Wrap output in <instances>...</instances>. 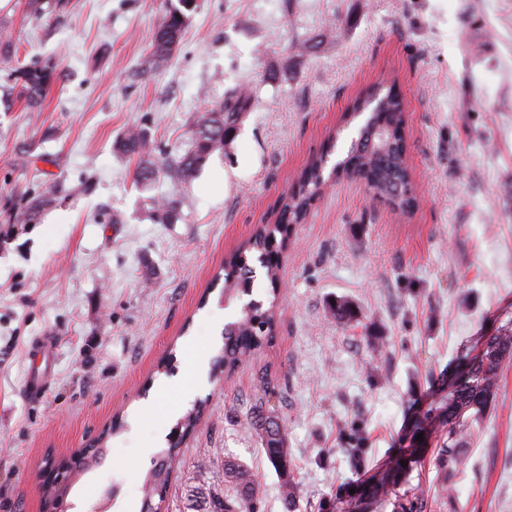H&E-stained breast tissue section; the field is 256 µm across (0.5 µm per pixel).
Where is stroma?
<instances>
[{
	"label": "stroma",
	"instance_id": "obj_1",
	"mask_svg": "<svg viewBox=\"0 0 512 512\" xmlns=\"http://www.w3.org/2000/svg\"><path fill=\"white\" fill-rule=\"evenodd\" d=\"M34 17L0 0L17 60L54 64L40 111L0 105V224L50 179L71 194L32 230L0 247V512H43L46 455L67 457L107 437V453L57 512H137L141 485L175 418L166 379L186 381L182 404L206 410L180 448L164 512H195L223 492L224 461L248 463L261 512H284L280 480L246 428L260 383L288 429L295 512H398L413 494L426 512H512V363L494 407L466 439L468 464L451 496L437 494L436 450L405 482L358 501L415 419L448 398L460 357L512 330V0H198L182 42L141 73L166 0H67ZM405 104L407 160L418 198L395 211L361 181L327 186L283 255L272 343L223 380L210 362L239 304L213 279L227 255L278 215L277 200L339 133L340 117L379 76ZM251 106L233 141L186 183L133 184L136 159L116 138L145 128L156 158L191 144L197 118L233 89ZM37 161L23 165V151ZM180 202L157 223L151 201ZM351 301L342 326L333 300ZM54 336L51 379L25 394L31 341ZM175 371H156L167 353ZM152 401L148 418L134 415ZM123 430L109 435L115 416ZM366 450L353 463L350 427Z\"/></svg>",
	"mask_w": 512,
	"mask_h": 512
}]
</instances>
